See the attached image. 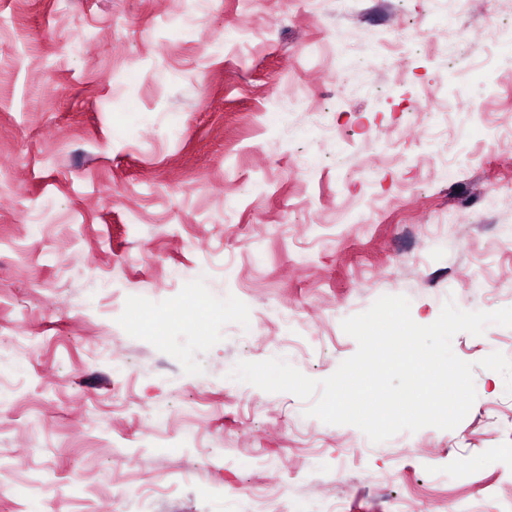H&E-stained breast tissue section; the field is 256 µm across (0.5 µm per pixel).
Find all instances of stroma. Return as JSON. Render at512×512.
I'll list each match as a JSON object with an SVG mask.
<instances>
[{"label": "stroma", "instance_id": "35a3bbf8", "mask_svg": "<svg viewBox=\"0 0 512 512\" xmlns=\"http://www.w3.org/2000/svg\"><path fill=\"white\" fill-rule=\"evenodd\" d=\"M511 131L512 0H0V512H506L512 327L381 443L229 373L512 307Z\"/></svg>", "mask_w": 512, "mask_h": 512}]
</instances>
